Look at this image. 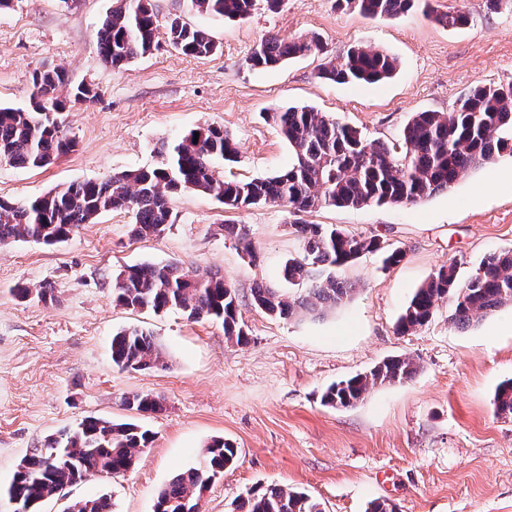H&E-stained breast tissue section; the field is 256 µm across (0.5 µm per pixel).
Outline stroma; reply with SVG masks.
Listing matches in <instances>:
<instances>
[{"instance_id":"stroma-1","label":"stroma","mask_w":512,"mask_h":512,"mask_svg":"<svg viewBox=\"0 0 512 512\" xmlns=\"http://www.w3.org/2000/svg\"><path fill=\"white\" fill-rule=\"evenodd\" d=\"M152 4L159 21L180 14L208 32L218 51L195 57L163 41L115 70L97 42L115 0H11L0 10V106L26 107L31 75L47 65L96 94L67 114L76 143L68 155L42 169L0 163V197L24 201L159 166L160 142L207 122L240 145L238 162L215 160L217 170L264 178L293 159L270 118L280 109L311 106L368 138L392 141L413 113L448 112L470 88L512 80V9L490 11L480 0H434L441 11L470 10L458 29L418 13L370 20L334 0H284L281 11L262 6L243 21L187 12L180 0ZM272 33L318 34L332 54L370 46L396 57L399 71L378 84H337L318 78V55L251 68L247 57ZM170 206L176 222L151 239L134 238L130 213L116 210L57 246L0 247V512H14L5 491L21 460L87 416L137 420L153 443L126 474L88 475L37 512H63L67 500L101 494L114 512H153L159 489L199 466L215 438L233 442L238 458L204 491L201 512H231L248 490L271 485L307 492L324 512H365L373 500L398 512H512V416L494 407L497 387L512 379V307L459 329L443 303L425 327L396 332L413 293L437 268L457 263L466 278L488 253L512 250V155L414 205L301 214L304 223L334 224L405 251L395 265L374 252L343 267L354 293L319 318L278 319L250 304L259 284L291 297L305 292L283 275L301 253L287 208L229 211L193 191L172 196ZM228 221L245 225L253 255L225 235ZM170 262L233 284L247 344L226 340L216 321L113 303L112 280L124 266ZM47 283L55 291L45 303L12 294L18 284ZM132 326L153 334L166 367L113 364L112 336ZM393 356L414 358L418 374L374 386L350 408L321 404L330 384ZM137 393L156 398L161 411L128 410L126 398Z\"/></svg>"}]
</instances>
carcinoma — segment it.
Here are the masks:
<instances>
[{
	"label": "carcinoma",
	"mask_w": 512,
	"mask_h": 512,
	"mask_svg": "<svg viewBox=\"0 0 512 512\" xmlns=\"http://www.w3.org/2000/svg\"><path fill=\"white\" fill-rule=\"evenodd\" d=\"M257 2L183 0V7L188 12L233 21L249 17ZM336 8L354 9L372 19L420 9L443 28H460L470 20V11L440 12L430 0H336ZM161 30L167 42L185 55L206 56L218 49L205 31L189 26L177 14L160 24L151 0H117L98 33L100 55L112 68H121L151 53ZM311 54L325 56L318 77L336 83H379L398 71L395 57L368 46H352L338 57H328L316 35L268 36L250 54L248 63L257 69H270ZM93 97L90 88L69 84L62 67L34 71L29 105L0 106V163L42 168L70 153L75 143L67 134L64 112L70 105L87 103ZM270 118L294 152L292 164L278 174L249 181L224 178L212 161H235L239 147L222 126L207 123L171 144H161L163 162L159 167L55 188L23 202L0 199V247L18 241L59 244L75 235L81 225L92 224L114 210L133 214V236H157L175 222L169 198L181 191L208 195L230 210L282 205L293 216L319 207L413 205L448 191L465 172L500 153H512V82L476 86L448 113H413L400 141L391 145L369 141L357 128L308 107H289L271 113ZM226 231L253 255L244 226L228 224ZM295 232L302 241V255L288 261L287 276L308 288L294 299L264 285L252 288L251 304L271 317L291 319L343 304L354 288L338 277L336 270L379 249L377 239L352 234L334 224H297ZM14 292L21 300L53 297L50 285L36 291L18 285ZM112 298L132 311L179 309L193 321L220 320L227 339L238 344L247 341L239 320L237 290L216 273L193 274L176 264L131 265L113 281ZM442 302L451 307L449 323L461 329L490 311L511 306L512 251L487 255L464 280L457 265L441 267L417 288L399 318L397 333L424 327ZM111 351L112 362L121 369L140 371L165 364L160 345L142 328L117 332L112 336ZM419 369L412 358H388L364 374L330 385L320 402L330 407L351 406L370 388L408 381ZM125 405L138 412L160 409L159 401L148 394H135ZM494 405L497 414L512 415V380L498 387ZM152 442V433L135 423L87 417L76 429L49 438L46 447L20 462L7 491L9 500L20 498L22 507L30 510L91 472L121 475ZM237 457L238 450L231 442L212 440L204 449L200 466L177 474L158 491L154 512H200L201 491ZM66 512H112V501L105 495L80 499ZM235 512L323 509L305 492L268 486L249 491Z\"/></svg>",
	"instance_id": "obj_1"
}]
</instances>
